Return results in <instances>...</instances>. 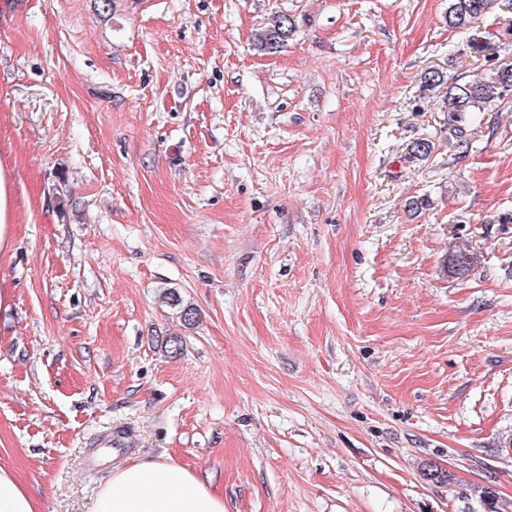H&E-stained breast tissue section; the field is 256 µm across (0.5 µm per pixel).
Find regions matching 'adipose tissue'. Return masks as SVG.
I'll return each instance as SVG.
<instances>
[{"instance_id":"ef3b65f1","label":"adipose tissue","mask_w":512,"mask_h":512,"mask_svg":"<svg viewBox=\"0 0 512 512\" xmlns=\"http://www.w3.org/2000/svg\"><path fill=\"white\" fill-rule=\"evenodd\" d=\"M90 512H224V499L188 468L159 457L117 468Z\"/></svg>"}]
</instances>
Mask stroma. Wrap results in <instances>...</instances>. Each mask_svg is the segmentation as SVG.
Instances as JSON below:
<instances>
[{
	"mask_svg": "<svg viewBox=\"0 0 512 512\" xmlns=\"http://www.w3.org/2000/svg\"><path fill=\"white\" fill-rule=\"evenodd\" d=\"M447 11L0 0V466L38 512L161 456L224 512H475L484 486L512 512V103L463 144L420 88L512 64V7L482 53ZM277 14L297 33L260 52ZM119 429L131 454L103 459ZM15 197L13 172L0 165V251L2 252L13 244Z\"/></svg>",
	"mask_w": 512,
	"mask_h": 512,
	"instance_id": "obj_1",
	"label": "stroma"
}]
</instances>
